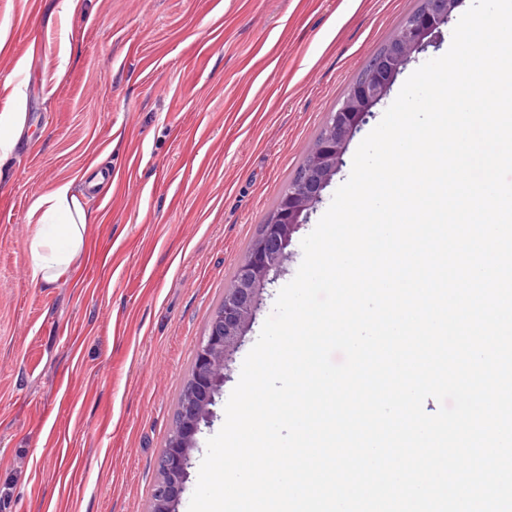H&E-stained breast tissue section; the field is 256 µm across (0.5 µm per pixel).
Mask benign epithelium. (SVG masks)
Here are the masks:
<instances>
[{"instance_id":"benign-epithelium-1","label":"benign epithelium","mask_w":512,"mask_h":512,"mask_svg":"<svg viewBox=\"0 0 512 512\" xmlns=\"http://www.w3.org/2000/svg\"><path fill=\"white\" fill-rule=\"evenodd\" d=\"M458 5L459 0H424L329 112L322 137L282 195L269 223L261 225L254 245L239 264L236 279L224 291L223 305L211 316L197 345L174 428L158 461L161 480L154 489L152 512H178L190 453L196 447L201 424L210 423L213 417L211 406L224 381L228 357L253 324L260 296L274 282L270 274L285 259L293 233L343 166L353 134L372 116V108L386 97L412 55L448 21Z\"/></svg>"}]
</instances>
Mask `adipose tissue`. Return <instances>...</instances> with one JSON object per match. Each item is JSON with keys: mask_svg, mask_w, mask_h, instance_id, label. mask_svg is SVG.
Returning a JSON list of instances; mask_svg holds the SVG:
<instances>
[{"mask_svg": "<svg viewBox=\"0 0 512 512\" xmlns=\"http://www.w3.org/2000/svg\"><path fill=\"white\" fill-rule=\"evenodd\" d=\"M35 231L27 244L33 282L52 285L68 272L80 255L90 215L73 181H63L38 197L30 209Z\"/></svg>", "mask_w": 512, "mask_h": 512, "instance_id": "1", "label": "adipose tissue"}]
</instances>
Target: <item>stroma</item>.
Here are the masks:
<instances>
[{
	"mask_svg": "<svg viewBox=\"0 0 512 512\" xmlns=\"http://www.w3.org/2000/svg\"><path fill=\"white\" fill-rule=\"evenodd\" d=\"M61 2L0 0V115L27 114L0 160V512H151L211 315L328 112L423 0H77L70 15ZM453 29L413 54L294 233L229 357L178 512L303 238L410 71L444 55ZM20 60L22 104L6 86ZM89 170L110 183L88 189ZM63 180L93 220L70 272L43 287L28 212Z\"/></svg>",
	"mask_w": 512,
	"mask_h": 512,
	"instance_id": "obj_1",
	"label": "stroma"
}]
</instances>
